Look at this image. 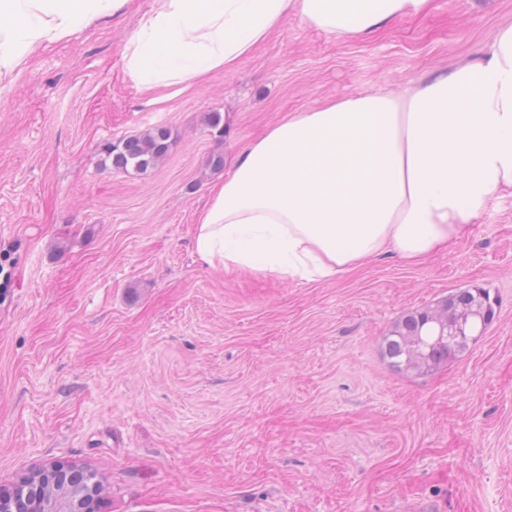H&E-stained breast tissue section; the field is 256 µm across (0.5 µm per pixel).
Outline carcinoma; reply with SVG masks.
I'll return each instance as SVG.
<instances>
[{
  "label": "carcinoma",
  "mask_w": 512,
  "mask_h": 512,
  "mask_svg": "<svg viewBox=\"0 0 512 512\" xmlns=\"http://www.w3.org/2000/svg\"><path fill=\"white\" fill-rule=\"evenodd\" d=\"M171 132L155 127L145 133L106 143L103 153L118 170L131 168L145 172L162 161L170 147ZM496 314L489 291L480 288H459L430 308L416 310L404 316L385 338V354L392 366L407 370H429L457 357L467 349L469 334L450 336L448 330L458 326L484 331ZM100 486L95 474L83 473L81 479L69 484L44 485L40 478L29 475L22 480L6 502H0L4 512H47L65 497L72 512H82L99 497Z\"/></svg>",
  "instance_id": "obj_1"
}]
</instances>
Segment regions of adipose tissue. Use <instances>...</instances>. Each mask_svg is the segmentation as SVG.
<instances>
[{
	"label": "adipose tissue",
	"mask_w": 512,
	"mask_h": 512,
	"mask_svg": "<svg viewBox=\"0 0 512 512\" xmlns=\"http://www.w3.org/2000/svg\"><path fill=\"white\" fill-rule=\"evenodd\" d=\"M432 0H162L128 68L145 92L231 71L288 18L342 40ZM135 0H0V70ZM512 188V24L480 58L398 93L291 112L236 155L194 226L200 260L326 282L386 254L410 265L467 237Z\"/></svg>",
	"instance_id": "1"
}]
</instances>
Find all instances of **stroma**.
I'll list each match as a JSON object with an SVG mask.
<instances>
[{
  "instance_id": "obj_1",
  "label": "stroma",
  "mask_w": 512,
  "mask_h": 512,
  "mask_svg": "<svg viewBox=\"0 0 512 512\" xmlns=\"http://www.w3.org/2000/svg\"><path fill=\"white\" fill-rule=\"evenodd\" d=\"M137 3L0 77V490L59 461L104 483L100 512H512V189L423 263L334 282L193 249L211 156L477 59L512 0H434L352 40L291 18L234 71L149 94L127 48L157 0ZM154 126L157 167L104 166ZM456 288L487 289L493 323L432 370L391 367L397 321Z\"/></svg>"
}]
</instances>
